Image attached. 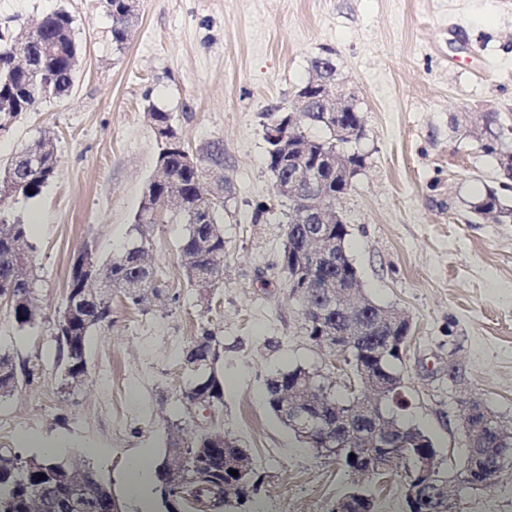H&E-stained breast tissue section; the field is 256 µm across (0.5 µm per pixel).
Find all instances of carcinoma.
I'll return each mask as SVG.
<instances>
[{
  "mask_svg": "<svg viewBox=\"0 0 512 512\" xmlns=\"http://www.w3.org/2000/svg\"><path fill=\"white\" fill-rule=\"evenodd\" d=\"M112 14V42L117 49L126 45L133 17L128 0H108ZM28 42V54L34 70L24 71L16 63L14 47L18 40ZM81 57V46L76 39L74 18L58 9L46 14L41 21L24 35L5 37L0 34V123L13 120L26 112L37 110L50 98L60 99L69 94ZM315 77L302 85L310 91L313 99L309 114L302 125L288 131L286 145L291 158L299 155L292 148L305 144L309 154L305 157L308 169L322 174L321 159L336 151L331 138L312 137L306 134L305 126H317L330 133L324 112L318 100L315 85L320 80L336 83L335 66L330 59L318 57L312 62ZM150 116L160 139L164 141L158 158L161 172L154 173L147 184L141 207L135 219L134 230L137 238L120 252L105 260H96L97 268L112 276V284L123 288V284L137 279L141 273L153 268L150 258V242L145 227L156 222L155 212L161 202L174 199L178 202L173 215L186 225V232L178 243L187 283L199 290L212 287L222 278L224 266V232L219 219V206L204 196L203 174L200 168L187 162L185 148L168 112L150 108ZM267 143V164L271 172H283L281 160L283 148L271 140ZM57 158L52 138L44 135L30 146L15 155L9 164L0 169V201L11 196L29 199L38 196L55 177ZM473 208L482 215H512V206L506 205L489 190L474 203ZM317 225L299 224L294 211H288L287 244L283 259L296 256L301 242L315 233ZM36 246L30 235L29 225L15 218L8 220L0 216V299L11 295L10 312L19 328L32 326L37 319V309L33 302L34 282L28 273ZM314 296L318 297L327 288L336 284V279L351 280L359 284L357 269L350 265L340 267H320L314 272ZM112 322V300L95 303L88 301L78 309L77 314L63 318L56 324L55 342L57 363L67 370L68 386L77 389L82 385L87 370L86 341L90 332L102 323ZM336 314H329L320 325H305L310 340L320 343V337L329 335L336 328ZM202 343L184 352V360L196 378L182 396L184 404L198 395L208 397L211 407L218 410L224 405V387L214 371L204 372L219 357V343L213 332L204 329L200 333ZM346 365L358 369V364L372 369L379 377L392 383L402 384L400 366L403 357L389 350L378 360L367 362L349 354L344 357ZM33 369L17 366L12 357L0 353V397L11 395L21 378L32 380ZM318 387L323 394L320 399L323 412L333 413L336 405L347 408L351 417L342 427L350 447L355 449L353 462L339 463L347 473L362 464L366 455V443L359 434L357 421L366 419L363 409L365 393L361 388L347 389L343 396L329 391L320 375L302 367L282 371L267 383V403L273 413H278L274 403L282 400V395L294 385ZM394 389L386 390L384 400L388 412L396 418V424L413 432L414 442L404 450H394L389 457L387 468L400 469L399 477L405 482L411 478L412 460L419 453L436 451L432 438L424 431L402 420L396 409ZM472 427L481 429L483 448H491L507 466H512V446L502 448L495 442L496 431L502 428L495 415H481L467 420ZM219 431H196L182 436L175 431L169 439L170 452L165 468L158 470L161 494L167 499H177L180 507L198 509L200 512H225L236 505H244L250 494L257 490L258 482L247 479L240 485L238 478L224 470V459H215L207 453L210 437ZM45 479H39V475ZM384 476L379 472L373 475L365 497L355 502L353 512H374L378 480ZM90 480L96 488V497L73 501V488L79 482ZM451 481L460 486L459 495L485 493L492 487L482 484L481 470L464 461L457 475ZM117 500L109 488L103 485L90 468L69 466L58 459L23 456L8 448L0 450V512H112Z\"/></svg>",
  "mask_w": 512,
  "mask_h": 512,
  "instance_id": "obj_1",
  "label": "carcinoma"
}]
</instances>
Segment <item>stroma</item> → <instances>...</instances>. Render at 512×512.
Wrapping results in <instances>:
<instances>
[{
	"label": "stroma",
	"mask_w": 512,
	"mask_h": 512,
	"mask_svg": "<svg viewBox=\"0 0 512 512\" xmlns=\"http://www.w3.org/2000/svg\"><path fill=\"white\" fill-rule=\"evenodd\" d=\"M56 9L76 22L82 56L68 96L20 115L0 134V164L40 136L56 146L54 180L33 199L9 198L0 213L30 224L31 275L40 315L19 329L0 301V351L35 365L32 383L0 398L16 433L0 448L37 455L41 443L93 469L123 512L124 467L142 448L168 453L175 426H210L244 448L260 483L236 512H330L349 476L299 443L269 411L266 382L300 366L344 391L352 369L309 339L303 304L281 256L287 201L266 164L264 115L290 103L330 54L336 79L356 97L364 166L339 203L346 249L366 296L408 318L401 374L403 420L431 436L442 457L461 458L460 390L512 429V223L472 205L496 191L512 205V181L482 148L494 116L512 150V0H139L123 49L112 43L107 0H0V30L16 34ZM170 112L184 148L214 142L224 177V276L206 293L186 284L177 245L185 225H150L161 299L139 307L112 293V321L87 340L89 386L63 388L54 325L66 305L73 255L121 251L133 229L160 141L149 107ZM219 341L213 368L224 405L189 413L193 379L184 351L201 327ZM463 369L448 384V361ZM89 448L106 457L86 456ZM462 512H512V468L492 492L469 494Z\"/></svg>",
	"instance_id": "obj_1"
}]
</instances>
